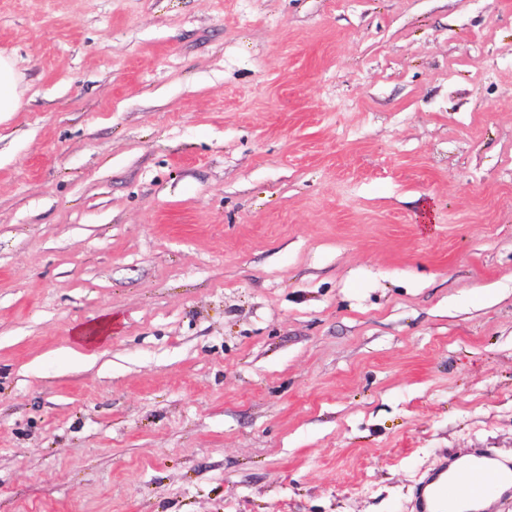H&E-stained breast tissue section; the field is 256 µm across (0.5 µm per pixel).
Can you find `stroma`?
Masks as SVG:
<instances>
[{
    "label": "stroma",
    "instance_id": "1",
    "mask_svg": "<svg viewBox=\"0 0 512 512\" xmlns=\"http://www.w3.org/2000/svg\"><path fill=\"white\" fill-rule=\"evenodd\" d=\"M0 52V512L512 463V0H0ZM21 108L19 76L11 56L0 52V113Z\"/></svg>",
    "mask_w": 512,
    "mask_h": 512
}]
</instances>
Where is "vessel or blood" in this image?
Masks as SVG:
<instances>
[{"label": "vessel or blood", "instance_id": "b4317fda", "mask_svg": "<svg viewBox=\"0 0 512 512\" xmlns=\"http://www.w3.org/2000/svg\"><path fill=\"white\" fill-rule=\"evenodd\" d=\"M512 486V468L501 467L493 455L463 454L437 463L417 497L416 512H446L453 495L483 501L496 489Z\"/></svg>", "mask_w": 512, "mask_h": 512}]
</instances>
